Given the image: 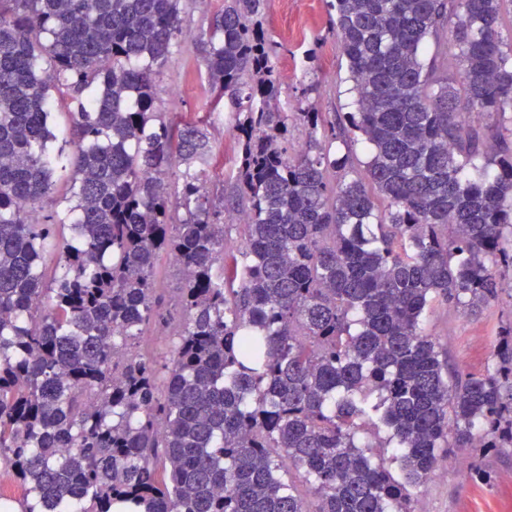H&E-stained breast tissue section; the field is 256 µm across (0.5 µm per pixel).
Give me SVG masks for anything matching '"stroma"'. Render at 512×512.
<instances>
[{"label":"stroma","mask_w":512,"mask_h":512,"mask_svg":"<svg viewBox=\"0 0 512 512\" xmlns=\"http://www.w3.org/2000/svg\"><path fill=\"white\" fill-rule=\"evenodd\" d=\"M263 28L276 46L280 76L278 106L284 112L353 111L354 93L340 42L325 0H267ZM204 73L192 40L183 43L156 79V108L185 121L206 117L210 142L220 164L207 188L219 194L236 169L235 139L227 115L207 112ZM504 289L497 300L472 314L436 305L424 327L449 368L463 375L494 372L503 360L500 334L512 325V267L500 266ZM462 471L432 475L415 494L413 512H512V446L457 448Z\"/></svg>","instance_id":"obj_1"}]
</instances>
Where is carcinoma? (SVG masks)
<instances>
[{
	"mask_svg": "<svg viewBox=\"0 0 512 512\" xmlns=\"http://www.w3.org/2000/svg\"><path fill=\"white\" fill-rule=\"evenodd\" d=\"M327 2L354 112L280 111L265 0H224L195 37L211 110L235 112L218 204L205 126L155 108L180 0H0V461L22 512H411L443 449L512 445V365L451 379L422 327L436 303L497 299L492 262L512 264V129L460 119L512 110L505 0ZM429 37L455 72L422 61ZM60 102L73 163L52 148ZM359 140L352 172L336 142ZM152 323L164 360L138 350ZM156 281L159 293L162 295L165 307L172 313L179 312L178 293L179 276L176 269L172 266L170 260L162 255L156 263Z\"/></svg>",
	"mask_w": 512,
	"mask_h": 512,
	"instance_id": "1",
	"label": "carcinoma"
}]
</instances>
